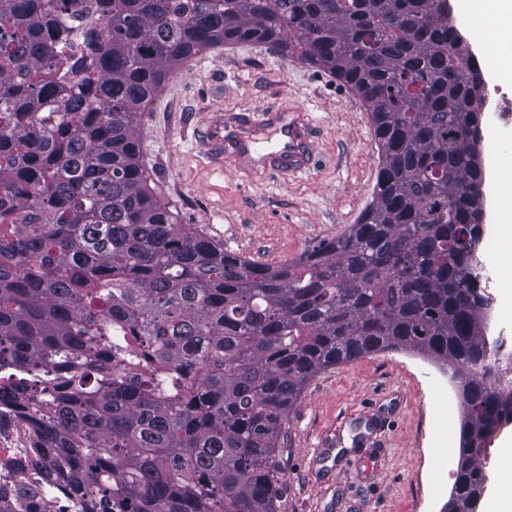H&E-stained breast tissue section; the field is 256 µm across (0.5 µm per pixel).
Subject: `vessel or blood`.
Instances as JSON below:
<instances>
[{"label": "vessel or blood", "mask_w": 512, "mask_h": 512, "mask_svg": "<svg viewBox=\"0 0 512 512\" xmlns=\"http://www.w3.org/2000/svg\"><path fill=\"white\" fill-rule=\"evenodd\" d=\"M314 118L303 106L267 108L239 117L209 112L200 130L203 154L212 170L242 164L252 173L298 176L314 165Z\"/></svg>", "instance_id": "vessel-or-blood-1"}]
</instances>
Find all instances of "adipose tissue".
Wrapping results in <instances>:
<instances>
[{
    "label": "adipose tissue",
    "mask_w": 512,
    "mask_h": 512,
    "mask_svg": "<svg viewBox=\"0 0 512 512\" xmlns=\"http://www.w3.org/2000/svg\"><path fill=\"white\" fill-rule=\"evenodd\" d=\"M460 14L471 23L492 84L512 85V0H458ZM485 189L490 203V237L512 255V176L492 163ZM486 512H512V437L505 439Z\"/></svg>",
    "instance_id": "1"
}]
</instances>
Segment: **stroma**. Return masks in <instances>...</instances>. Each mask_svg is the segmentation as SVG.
Here are the masks:
<instances>
[{"instance_id": "stroma-1", "label": "stroma", "mask_w": 512, "mask_h": 512, "mask_svg": "<svg viewBox=\"0 0 512 512\" xmlns=\"http://www.w3.org/2000/svg\"><path fill=\"white\" fill-rule=\"evenodd\" d=\"M512 86L489 91L481 162L497 156L493 129ZM306 106L316 131L305 175L251 176L232 163L208 166L194 133L211 109L248 114ZM149 185L180 223L226 252L264 264L291 262L353 224L372 200L378 152L358 96L321 69L259 44L207 49L168 76L137 126ZM458 392L439 367L404 351L372 354L312 378L289 411L277 458L279 512H440L458 457Z\"/></svg>"}]
</instances>
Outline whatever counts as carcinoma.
I'll list each match as a JSON object with an SVG mask.
<instances>
[{
	"label": "carcinoma",
	"mask_w": 512,
	"mask_h": 512,
	"mask_svg": "<svg viewBox=\"0 0 512 512\" xmlns=\"http://www.w3.org/2000/svg\"><path fill=\"white\" fill-rule=\"evenodd\" d=\"M92 7L0 0V405L29 412L44 482L84 512H278L282 423L305 384L400 350L457 382L450 497L481 490L512 393L480 284L486 87L443 0ZM239 41L329 72L374 129L372 201L291 263L178 223L140 163L137 121L166 78Z\"/></svg>",
	"instance_id": "carcinoma-1"
}]
</instances>
